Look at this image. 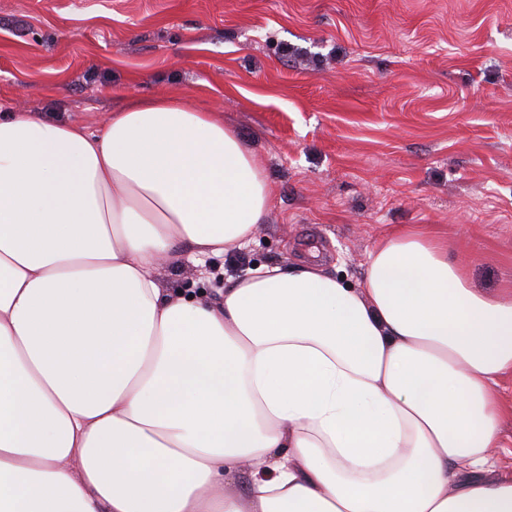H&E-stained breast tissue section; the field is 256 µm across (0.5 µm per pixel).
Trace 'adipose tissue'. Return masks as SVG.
<instances>
[{
  "label": "adipose tissue",
  "instance_id": "obj_1",
  "mask_svg": "<svg viewBox=\"0 0 512 512\" xmlns=\"http://www.w3.org/2000/svg\"><path fill=\"white\" fill-rule=\"evenodd\" d=\"M271 192L174 97L94 129L0 114V512H512V291L431 230L391 229L354 285L157 277L248 245Z\"/></svg>",
  "mask_w": 512,
  "mask_h": 512
}]
</instances>
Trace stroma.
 Wrapping results in <instances>:
<instances>
[{
    "instance_id": "35a3bbf8",
    "label": "stroma",
    "mask_w": 512,
    "mask_h": 512,
    "mask_svg": "<svg viewBox=\"0 0 512 512\" xmlns=\"http://www.w3.org/2000/svg\"><path fill=\"white\" fill-rule=\"evenodd\" d=\"M222 113L272 186L206 272L317 262L356 283L398 224L512 286V0H0V113L97 127L132 99Z\"/></svg>"
}]
</instances>
